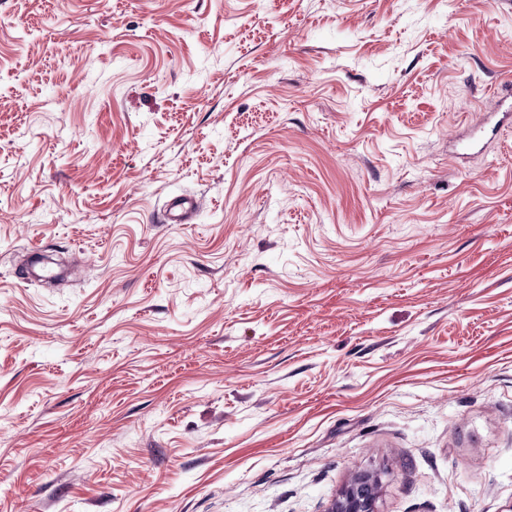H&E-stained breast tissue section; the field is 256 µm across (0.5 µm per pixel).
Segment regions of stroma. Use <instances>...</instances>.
I'll use <instances>...</instances> for the list:
<instances>
[{"label":"stroma","mask_w":512,"mask_h":512,"mask_svg":"<svg viewBox=\"0 0 512 512\" xmlns=\"http://www.w3.org/2000/svg\"><path fill=\"white\" fill-rule=\"evenodd\" d=\"M510 75L512 0H0V512H512ZM199 209L200 204L194 197L183 194L173 195L167 201L165 223L187 224ZM381 490L379 476L371 471L355 472L332 503L329 512H376Z\"/></svg>","instance_id":"obj_1"}]
</instances>
